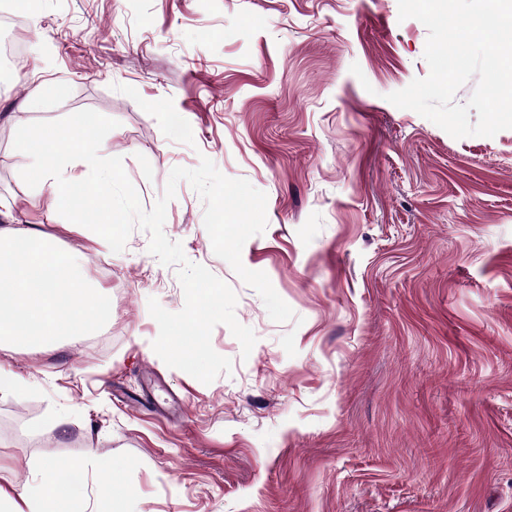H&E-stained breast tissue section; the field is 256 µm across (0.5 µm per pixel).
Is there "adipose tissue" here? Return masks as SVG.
<instances>
[{
	"instance_id": "1",
	"label": "adipose tissue",
	"mask_w": 512,
	"mask_h": 512,
	"mask_svg": "<svg viewBox=\"0 0 512 512\" xmlns=\"http://www.w3.org/2000/svg\"><path fill=\"white\" fill-rule=\"evenodd\" d=\"M41 136L52 146L39 156V190L59 207L74 209L78 218L92 219L103 230L99 244L111 246L110 229L118 216L106 202L112 196L113 178L101 163L94 124L82 116L68 127L44 130ZM70 494L57 465L47 462L37 469L33 484L19 494L0 488V512H21L23 502L31 512H60L61 502Z\"/></svg>"
}]
</instances>
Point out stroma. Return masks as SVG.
<instances>
[{
  "instance_id": "1",
  "label": "stroma",
  "mask_w": 512,
  "mask_h": 512,
  "mask_svg": "<svg viewBox=\"0 0 512 512\" xmlns=\"http://www.w3.org/2000/svg\"><path fill=\"white\" fill-rule=\"evenodd\" d=\"M0 61V195L78 254L109 297L98 332L0 350V487L79 467L96 512H512V129L456 139L387 94L426 77L398 0H17ZM64 84L39 106L37 86ZM95 118L144 209L209 158L267 195L245 267L296 318L271 320L216 256L180 181L163 231L226 282L257 342L217 325L205 384L152 343L178 269L137 229L122 252L34 182L38 131Z\"/></svg>"
}]
</instances>
